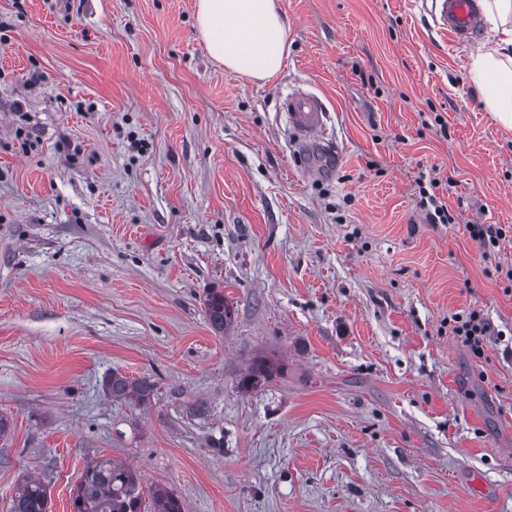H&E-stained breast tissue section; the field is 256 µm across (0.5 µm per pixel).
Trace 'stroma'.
Wrapping results in <instances>:
<instances>
[{
  "label": "stroma",
  "mask_w": 512,
  "mask_h": 512,
  "mask_svg": "<svg viewBox=\"0 0 512 512\" xmlns=\"http://www.w3.org/2000/svg\"><path fill=\"white\" fill-rule=\"evenodd\" d=\"M282 8L261 82L210 59L196 0H0V512L27 477L71 512L102 457L184 512H512V240L466 230L512 226V132L421 0ZM296 89L328 114L304 149ZM473 308L503 333L481 359L448 330ZM259 358L280 374L239 389ZM419 194L421 196L420 206L425 212V219L430 224H451L454 223V215L448 210V205L442 197L438 195L434 189L439 188L441 179L438 177L431 178L430 175H420ZM426 181V182H425ZM427 184V186H426ZM429 188V189H428ZM431 191V192H430ZM470 237L479 242L485 255H491L507 237V230L498 224H467ZM203 305L209 325L215 331L224 333L234 321L233 309L224 299V294L219 291L210 292ZM154 385L147 379H132L118 373L112 374L105 382L108 394L115 400L145 403L150 399Z\"/></svg>",
  "instance_id": "1"
}]
</instances>
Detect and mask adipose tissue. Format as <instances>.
Here are the masks:
<instances>
[{"label":"adipose tissue","mask_w":512,"mask_h":512,"mask_svg":"<svg viewBox=\"0 0 512 512\" xmlns=\"http://www.w3.org/2000/svg\"><path fill=\"white\" fill-rule=\"evenodd\" d=\"M495 43L471 52V80L500 128L512 131V0H483ZM195 25L210 57L251 79L276 77L288 58V20L280 0H197Z\"/></svg>","instance_id":"ef3b65f1"}]
</instances>
